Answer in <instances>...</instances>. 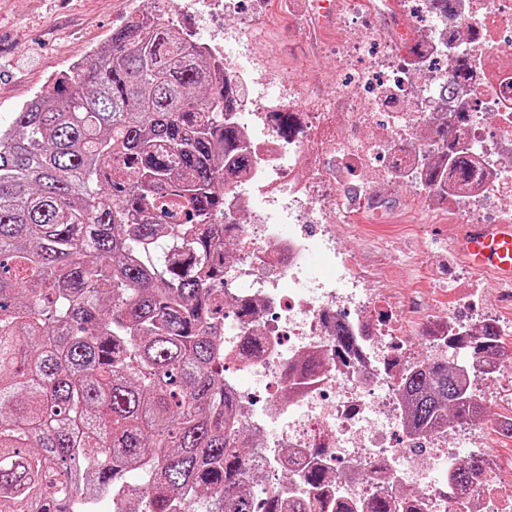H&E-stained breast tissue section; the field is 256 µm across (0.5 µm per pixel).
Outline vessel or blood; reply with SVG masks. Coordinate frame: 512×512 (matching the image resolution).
I'll return each instance as SVG.
<instances>
[{
	"mask_svg": "<svg viewBox=\"0 0 512 512\" xmlns=\"http://www.w3.org/2000/svg\"><path fill=\"white\" fill-rule=\"evenodd\" d=\"M457 256L477 272H489L496 283L512 286V225L466 224L459 231Z\"/></svg>",
	"mask_w": 512,
	"mask_h": 512,
	"instance_id": "obj_1",
	"label": "vessel or blood"
}]
</instances>
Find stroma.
<instances>
[{"label":"stroma","instance_id":"35a3bbf8","mask_svg":"<svg viewBox=\"0 0 512 512\" xmlns=\"http://www.w3.org/2000/svg\"><path fill=\"white\" fill-rule=\"evenodd\" d=\"M262 12V32L256 51L273 69L283 73L295 94L293 108L315 112L319 106L306 90L313 71H339L336 41L340 33L325 24L301 36L294 18H305L306 0H240V11L252 7ZM166 0H0V126L39 92L48 90L53 75L86 61L107 43L114 29L144 14L166 19ZM386 205L382 215L357 207L355 229L337 228L338 247L356 255L383 279L370 281L376 292L395 290L405 305L450 313L458 307L459 286L471 285L475 274L456 259L448 235L452 216L447 209L421 213L418 193L406 182L382 188ZM423 255L424 263L409 268L407 262ZM486 413L474 422L481 453L491 457L500 475L512 476V435L496 430L497 420L512 417V385H483Z\"/></svg>","mask_w":512,"mask_h":512}]
</instances>
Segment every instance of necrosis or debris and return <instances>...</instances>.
I'll list each match as a JSON object with an SVG mask.
<instances>
[{
  "label": "necrosis or debris",
  "mask_w": 512,
  "mask_h": 512,
  "mask_svg": "<svg viewBox=\"0 0 512 512\" xmlns=\"http://www.w3.org/2000/svg\"><path fill=\"white\" fill-rule=\"evenodd\" d=\"M175 13H188L206 35L224 73L239 88L231 119L249 157L245 172L224 189V221L237 225V260L225 277L236 284L225 300L224 381L239 401L243 426L256 434L259 457L288 469L293 498L305 501L301 483L308 462L345 475L327 493L338 512H357L381 485L404 489L402 512H512V483L487 469L468 487L445 494L458 450L475 432L458 428L452 443L428 438L427 464L411 459V448L395 444L404 433V413L391 383L398 364L393 346L424 331L432 343L487 321L483 309L507 303L512 289L481 287L462 292L461 303L479 308L463 321L446 314L411 315L380 299L366 285L354 255L337 249L334 228L352 222L355 202L381 210L380 187L401 169L422 167L437 151L436 129L465 143L482 179L440 190L421 186L426 210L448 204L459 224L512 223V0H448L447 12L430 0H401L408 22L421 34L410 58H402L361 0H336V22L344 30L336 57L354 68L348 84L326 80L320 96L325 111L302 115L298 133L285 137L276 117L288 83L257 57L256 18L215 30L214 13L236 0H170ZM467 60L468 79L453 82L451 58ZM466 113L456 125V113ZM330 264L329 276L311 272L314 257ZM358 336L357 353L336 358L337 326ZM258 337V351L241 357L240 335ZM323 355L326 367L290 400L281 390L291 382L288 362ZM274 386L276 395L258 403L239 373ZM386 460L381 476L365 464Z\"/></svg>",
  "instance_id": "1"
}]
</instances>
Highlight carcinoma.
<instances>
[{
    "instance_id": "obj_1",
    "label": "carcinoma",
    "mask_w": 512,
    "mask_h": 512,
    "mask_svg": "<svg viewBox=\"0 0 512 512\" xmlns=\"http://www.w3.org/2000/svg\"><path fill=\"white\" fill-rule=\"evenodd\" d=\"M236 89L187 33L147 18L112 31L0 127V512H297L288 471L266 479L224 386V260L234 224L227 176L243 171L226 118ZM424 181L469 184L475 167L438 132ZM357 336L341 327L336 353ZM485 323L450 336L471 358L500 354ZM312 357L287 374L315 376ZM407 430L436 434L485 410L455 360L399 376ZM483 457L448 474L465 487ZM329 472L309 467L313 512H332ZM386 492L366 512H397Z\"/></svg>"
}]
</instances>
